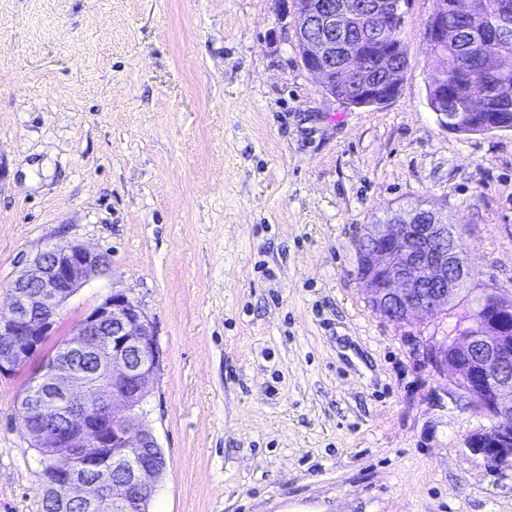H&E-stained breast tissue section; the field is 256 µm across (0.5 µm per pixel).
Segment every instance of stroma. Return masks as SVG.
<instances>
[{"label": "stroma", "instance_id": "obj_1", "mask_svg": "<svg viewBox=\"0 0 512 512\" xmlns=\"http://www.w3.org/2000/svg\"><path fill=\"white\" fill-rule=\"evenodd\" d=\"M409 0L398 95L355 108L304 68L279 0H0V312L24 260L76 240L152 321L150 512H512V471L463 446L435 336L512 303V131L461 136L427 104ZM462 229L470 276L435 320L390 322L357 275L367 226L416 205ZM0 376V512H42L40 455Z\"/></svg>", "mask_w": 512, "mask_h": 512}]
</instances>
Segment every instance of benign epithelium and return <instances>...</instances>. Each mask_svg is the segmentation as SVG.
Segmentation results:
<instances>
[{
  "instance_id": "1",
  "label": "benign epithelium",
  "mask_w": 512,
  "mask_h": 512,
  "mask_svg": "<svg viewBox=\"0 0 512 512\" xmlns=\"http://www.w3.org/2000/svg\"><path fill=\"white\" fill-rule=\"evenodd\" d=\"M403 5L404 0H371L368 6L282 0L283 9H292L294 45L304 68L326 94L354 107H378L399 92L405 73L398 64L404 56ZM459 8L480 21L484 72H511L512 4L502 3L490 18L483 0H464ZM425 35L436 52L455 43L448 10L433 11ZM478 97L481 105L471 102L468 112H453L448 83L436 95L427 84L428 106L448 131L509 129L484 120L492 108L486 87ZM459 234L460 228L420 205L368 226L358 243V275L376 311L405 322L448 310L468 277ZM110 269L105 253L71 240L26 263L10 286L9 315L0 316V376L28 367L74 292ZM429 360L452 392L489 420L465 437L464 447L490 468L512 469V303L492 294L481 297L473 323L458 336L434 339ZM161 365L153 322L122 292L84 318L67 348L59 346L41 360L18 407L32 447L59 448L73 460L58 479L45 481L52 492L67 490L60 512H114L119 502L138 508L151 502L166 461L155 453L158 443L143 402ZM109 465L118 474L110 485L98 478Z\"/></svg>"
}]
</instances>
